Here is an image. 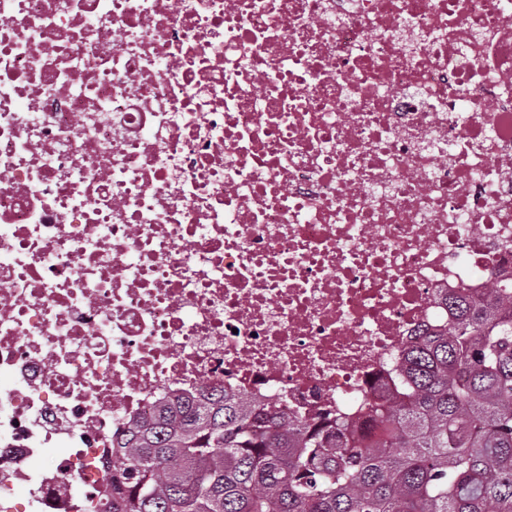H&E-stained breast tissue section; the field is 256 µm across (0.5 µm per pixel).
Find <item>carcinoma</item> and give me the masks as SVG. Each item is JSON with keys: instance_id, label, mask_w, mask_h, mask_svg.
<instances>
[{"instance_id": "obj_1", "label": "carcinoma", "mask_w": 512, "mask_h": 512, "mask_svg": "<svg viewBox=\"0 0 512 512\" xmlns=\"http://www.w3.org/2000/svg\"><path fill=\"white\" fill-rule=\"evenodd\" d=\"M450 307L367 433L222 390L159 404L112 458V512H512V291Z\"/></svg>"}]
</instances>
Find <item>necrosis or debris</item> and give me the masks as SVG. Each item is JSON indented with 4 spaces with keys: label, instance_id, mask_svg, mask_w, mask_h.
Instances as JSON below:
<instances>
[{
    "label": "necrosis or debris",
    "instance_id": "1",
    "mask_svg": "<svg viewBox=\"0 0 512 512\" xmlns=\"http://www.w3.org/2000/svg\"><path fill=\"white\" fill-rule=\"evenodd\" d=\"M510 280L512 0H0V512L212 387L365 430Z\"/></svg>",
    "mask_w": 512,
    "mask_h": 512
}]
</instances>
